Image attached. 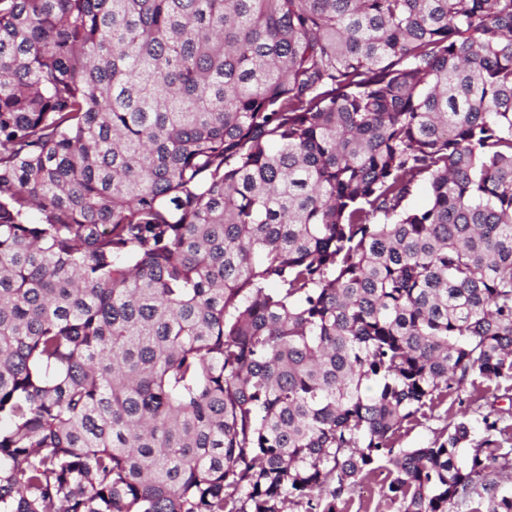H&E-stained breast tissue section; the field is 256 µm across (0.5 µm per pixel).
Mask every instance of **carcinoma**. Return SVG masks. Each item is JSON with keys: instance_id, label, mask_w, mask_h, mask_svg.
Instances as JSON below:
<instances>
[{"instance_id": "obj_1", "label": "carcinoma", "mask_w": 512, "mask_h": 512, "mask_svg": "<svg viewBox=\"0 0 512 512\" xmlns=\"http://www.w3.org/2000/svg\"><path fill=\"white\" fill-rule=\"evenodd\" d=\"M509 379L512 0H0V512H512ZM485 386L486 384L481 387L485 389L482 392L483 400L471 407L461 406L457 401L456 393L448 391V405L439 407L432 417L422 420L420 424L405 428L408 430L402 431L400 446L402 448L424 447L439 436L450 421L461 420L467 422L471 427L470 439L473 441L465 445L466 448H469L483 436L482 415L489 411H494L502 417L503 422L500 423V426L512 424V381H502L498 388L495 383L490 384L489 389ZM479 404L482 406L478 409ZM447 407L448 415L445 413ZM382 477L377 480L363 482L358 485L352 495V506L350 512H356L359 506V502H369L370 510L373 512H398L399 504L397 502L390 501L383 495Z\"/></svg>"}]
</instances>
